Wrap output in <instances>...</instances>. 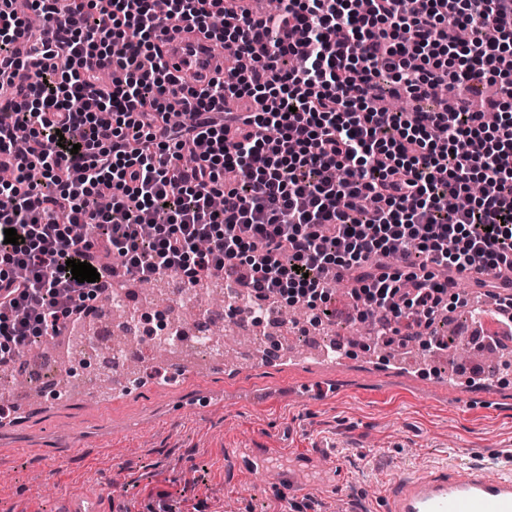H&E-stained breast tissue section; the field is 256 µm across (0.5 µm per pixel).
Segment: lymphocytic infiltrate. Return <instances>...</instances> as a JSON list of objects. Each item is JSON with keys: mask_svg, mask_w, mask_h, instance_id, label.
Here are the masks:
<instances>
[{"mask_svg": "<svg viewBox=\"0 0 512 512\" xmlns=\"http://www.w3.org/2000/svg\"><path fill=\"white\" fill-rule=\"evenodd\" d=\"M29 2L42 27L0 0V92L24 68L18 43L42 53L0 104V364L106 291L73 260L142 283L222 275L311 310L331 269L359 315L422 337L464 273L512 267V0H283L259 18L225 0ZM181 28L223 45V79L176 87L155 39ZM101 57L122 81L101 82ZM388 95L415 106L379 108ZM244 97L264 109L225 111ZM175 101L189 123L170 122Z\"/></svg>", "mask_w": 512, "mask_h": 512, "instance_id": "obj_1", "label": "lymphocytic infiltrate"}]
</instances>
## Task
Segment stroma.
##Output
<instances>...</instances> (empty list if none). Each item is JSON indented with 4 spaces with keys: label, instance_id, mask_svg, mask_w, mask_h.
Returning a JSON list of instances; mask_svg holds the SVG:
<instances>
[{
    "label": "stroma",
    "instance_id": "stroma-1",
    "mask_svg": "<svg viewBox=\"0 0 512 512\" xmlns=\"http://www.w3.org/2000/svg\"><path fill=\"white\" fill-rule=\"evenodd\" d=\"M385 345H356L346 362L285 356L275 364L227 362L197 348L177 386L128 395L82 391L36 401L7 419L0 438V512H60L70 488L97 497L102 512H146L165 492L177 512L205 500L208 512H375L382 486L441 462L512 468V364L489 361L486 383L442 393L457 378L447 351L414 340L411 364ZM295 382L311 392L299 404L256 409L228 404L183 411V398L225 387ZM236 448L267 450L283 469H305L291 491L258 469L237 468ZM332 459L331 467L310 458Z\"/></svg>",
    "mask_w": 512,
    "mask_h": 512
}]
</instances>
